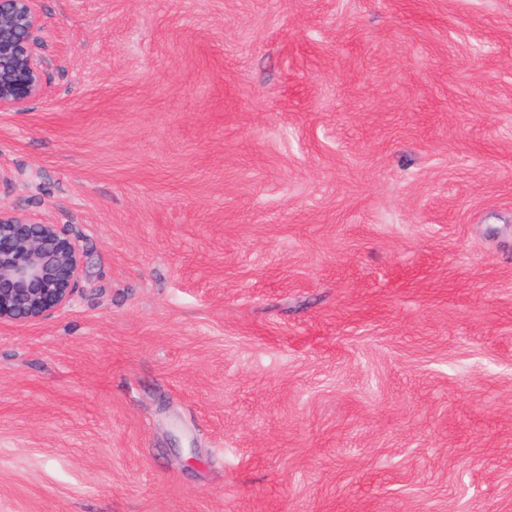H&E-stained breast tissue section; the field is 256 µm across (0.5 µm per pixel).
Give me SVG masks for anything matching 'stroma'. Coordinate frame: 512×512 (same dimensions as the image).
<instances>
[{
	"instance_id": "1",
	"label": "stroma",
	"mask_w": 512,
	"mask_h": 512,
	"mask_svg": "<svg viewBox=\"0 0 512 512\" xmlns=\"http://www.w3.org/2000/svg\"><path fill=\"white\" fill-rule=\"evenodd\" d=\"M0 203L86 269L0 325V512H512V0H39Z\"/></svg>"
}]
</instances>
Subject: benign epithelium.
<instances>
[{
	"label": "benign epithelium",
	"mask_w": 512,
	"mask_h": 512,
	"mask_svg": "<svg viewBox=\"0 0 512 512\" xmlns=\"http://www.w3.org/2000/svg\"><path fill=\"white\" fill-rule=\"evenodd\" d=\"M39 0H0V112H25L45 98L56 60L40 51ZM84 254L62 225L0 205V324H30L70 306Z\"/></svg>",
	"instance_id": "1"
}]
</instances>
